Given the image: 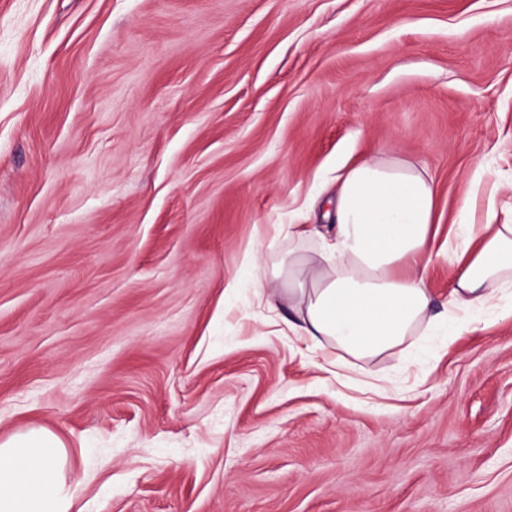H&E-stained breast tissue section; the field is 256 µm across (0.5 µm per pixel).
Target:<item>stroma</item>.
Here are the masks:
<instances>
[{
  "instance_id": "35a3bbf8",
  "label": "stroma",
  "mask_w": 512,
  "mask_h": 512,
  "mask_svg": "<svg viewBox=\"0 0 512 512\" xmlns=\"http://www.w3.org/2000/svg\"><path fill=\"white\" fill-rule=\"evenodd\" d=\"M512 209V0H0V440L79 512H512V316L346 387L245 273L391 150ZM66 445L30 428L0 441V512H72L95 472L68 474Z\"/></svg>"
}]
</instances>
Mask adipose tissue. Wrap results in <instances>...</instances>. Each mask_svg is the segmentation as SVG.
Listing matches in <instances>:
<instances>
[{
    "label": "adipose tissue",
    "mask_w": 512,
    "mask_h": 512,
    "mask_svg": "<svg viewBox=\"0 0 512 512\" xmlns=\"http://www.w3.org/2000/svg\"><path fill=\"white\" fill-rule=\"evenodd\" d=\"M436 198L431 176L406 158L351 165L336 177L334 224L320 257L291 261L284 291L268 282L258 258H248L254 286L273 310L287 296L289 331L306 346L336 348L335 367L388 353L415 364L412 336L442 319L432 312L428 281L435 261L454 268L442 319L451 334L503 310L512 293V221L498 222L491 205L475 214L466 201L465 223L439 246ZM94 478L68 473L66 445L47 428L0 441V512H71Z\"/></svg>",
    "instance_id": "ef3b65f1"
}]
</instances>
